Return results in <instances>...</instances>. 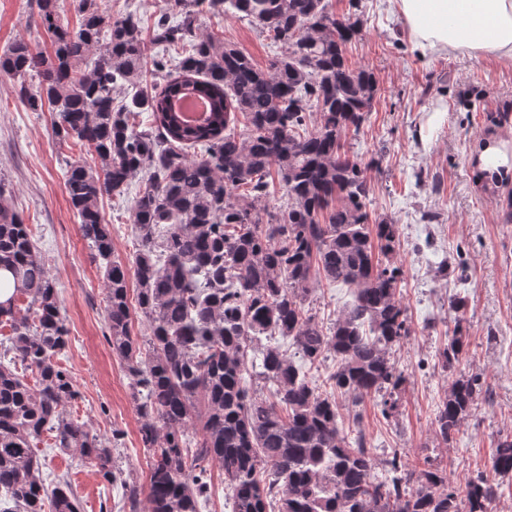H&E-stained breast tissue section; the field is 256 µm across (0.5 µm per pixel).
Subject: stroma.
<instances>
[{"mask_svg":"<svg viewBox=\"0 0 512 512\" xmlns=\"http://www.w3.org/2000/svg\"><path fill=\"white\" fill-rule=\"evenodd\" d=\"M359 8L363 30L347 56L373 71L381 91L350 149L378 162L369 172L370 213L399 226L397 260L412 334L395 353L410 375L398 417L383 419L368 400L356 409L341 406V424L359 423L377 455L388 448L414 455L432 441L436 407L451 382L434 370L435 351L454 326L449 297L466 296L467 367L482 375L489 391L479 397L457 444L437 451L459 486L467 473L486 469L497 438L512 434V222L505 220L512 179L490 181L474 162L489 141L499 144L512 167V64L466 50L421 52L390 0H361ZM34 10L33 0H0V52L23 39L33 52L51 55L50 39L33 23ZM200 31L220 35L261 68L273 55L266 34L244 18L206 11ZM52 120L51 112L30 111L12 80L0 77V184L30 224L59 291L69 328L60 363L78 391L66 413L102 440H116L113 458L144 483L148 453L140 442L138 404L107 340L103 276L65 187L69 163L92 167L96 161L73 140L55 137ZM140 184L132 179L126 194L102 201L112 257L127 267L138 247L131 208ZM444 260L451 268L446 275ZM38 449L48 482L67 480L82 512H119L121 489L103 482L91 463L59 453L48 435Z\"/></svg>","mask_w":512,"mask_h":512,"instance_id":"obj_1","label":"stroma"}]
</instances>
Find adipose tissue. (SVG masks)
<instances>
[{
	"mask_svg": "<svg viewBox=\"0 0 512 512\" xmlns=\"http://www.w3.org/2000/svg\"><path fill=\"white\" fill-rule=\"evenodd\" d=\"M422 51H477L512 61V0H394Z\"/></svg>",
	"mask_w": 512,
	"mask_h": 512,
	"instance_id": "ef3b65f1",
	"label": "adipose tissue"
}]
</instances>
